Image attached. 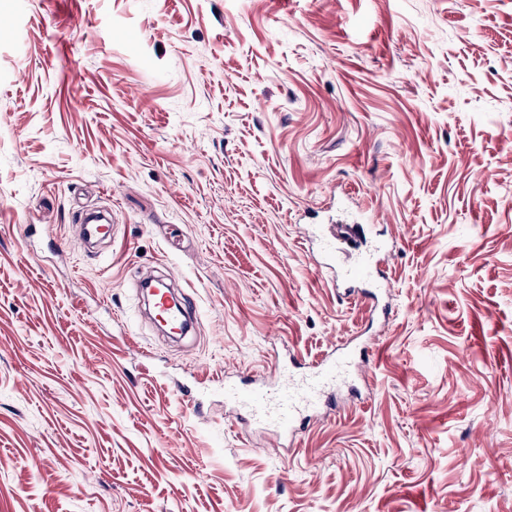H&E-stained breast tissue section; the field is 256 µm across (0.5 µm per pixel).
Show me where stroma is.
Masks as SVG:
<instances>
[{
	"label": "stroma",
	"instance_id": "stroma-1",
	"mask_svg": "<svg viewBox=\"0 0 512 512\" xmlns=\"http://www.w3.org/2000/svg\"><path fill=\"white\" fill-rule=\"evenodd\" d=\"M307 207L397 238L393 319ZM355 336L292 440L225 404ZM0 512H512V0H0ZM348 244L347 233L331 231L319 240L320 261L315 267L318 273H332V280L342 297L350 299L356 296L372 314H387V305L383 302V293L377 289H358V284L372 278L378 272L380 263L385 260L387 251L378 247L372 253L359 255L350 260L345 248ZM171 288H152L154 307L167 321L168 325L180 332L191 325V317L195 310L179 302V306L172 304Z\"/></svg>",
	"mask_w": 512,
	"mask_h": 512
}]
</instances>
